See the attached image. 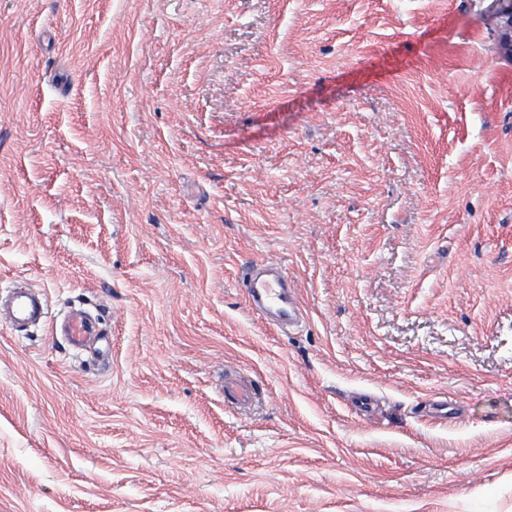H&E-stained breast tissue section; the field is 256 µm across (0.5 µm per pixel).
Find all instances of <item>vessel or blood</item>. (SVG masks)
Here are the masks:
<instances>
[{"label": "vessel or blood", "instance_id": "vessel-or-blood-1", "mask_svg": "<svg viewBox=\"0 0 512 512\" xmlns=\"http://www.w3.org/2000/svg\"><path fill=\"white\" fill-rule=\"evenodd\" d=\"M242 283L250 307L261 313L276 316L281 327L295 326L301 310L294 289L288 282L278 263L261 261L252 265L244 274ZM4 317L12 329L23 332L47 322L48 303L44 295L27 287L5 289ZM63 332L72 348L78 349L93 336L95 328L82 311L71 310ZM224 396L238 407L251 405L255 393L250 384L243 381H228L224 384Z\"/></svg>", "mask_w": 512, "mask_h": 512}]
</instances>
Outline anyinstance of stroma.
Here are the masks:
<instances>
[{"label": "stroma", "instance_id": "stroma-1", "mask_svg": "<svg viewBox=\"0 0 512 512\" xmlns=\"http://www.w3.org/2000/svg\"><path fill=\"white\" fill-rule=\"evenodd\" d=\"M490 3L0 0V281L108 333L0 325V512H512ZM242 283L253 310L275 315L282 328L289 329L300 321L302 313L295 290L290 288L288 276L278 263H255L243 275ZM63 332L69 345L80 349L94 335L95 328L81 310L72 309L65 320ZM254 396L252 386L244 381H226L224 384V399L231 400L240 408L251 405Z\"/></svg>", "mask_w": 512, "mask_h": 512}]
</instances>
